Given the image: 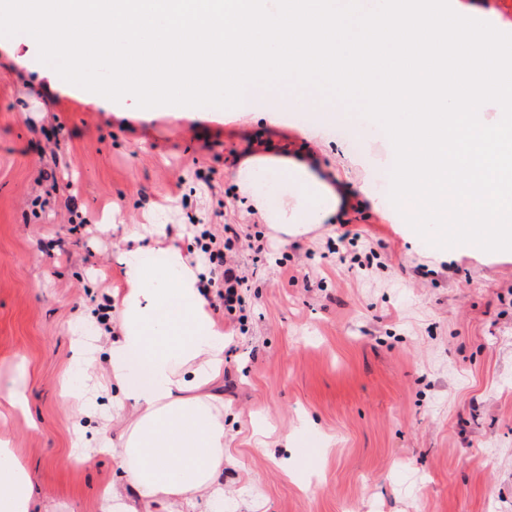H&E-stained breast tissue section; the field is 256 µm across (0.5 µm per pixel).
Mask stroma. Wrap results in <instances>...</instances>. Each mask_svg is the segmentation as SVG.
<instances>
[{"label":"stroma","mask_w":512,"mask_h":512,"mask_svg":"<svg viewBox=\"0 0 512 512\" xmlns=\"http://www.w3.org/2000/svg\"><path fill=\"white\" fill-rule=\"evenodd\" d=\"M309 118L93 105L0 19V392L21 381L27 395L0 439L30 474L34 512H104L119 478L61 393L75 319L108 304L123 238L152 211L191 251L197 225L239 233L246 316L214 309L232 434L223 512H512V251L429 255L365 200L273 239L233 179L254 137L321 152L300 134ZM256 235L286 266L255 262ZM370 252L381 267L360 269Z\"/></svg>","instance_id":"35a3bbf8"}]
</instances>
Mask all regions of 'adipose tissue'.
<instances>
[{
  "label": "adipose tissue",
  "instance_id": "obj_1",
  "mask_svg": "<svg viewBox=\"0 0 512 512\" xmlns=\"http://www.w3.org/2000/svg\"><path fill=\"white\" fill-rule=\"evenodd\" d=\"M0 11L102 102L268 113L312 87L360 100V112L314 105L308 132L335 120L383 141L386 195L343 181L332 160L254 151L239 165L244 207L279 240L363 197L437 253L512 244V22L467 0H0ZM178 239L163 224L125 237L118 335L106 362L76 351L120 392L102 420L122 427L101 439L125 479L104 492L119 512H215L224 499V326ZM31 509L30 475L1 447L0 512Z\"/></svg>",
  "mask_w": 512,
  "mask_h": 512
}]
</instances>
